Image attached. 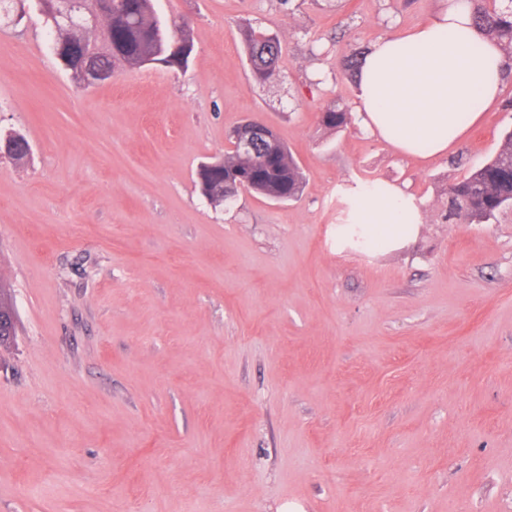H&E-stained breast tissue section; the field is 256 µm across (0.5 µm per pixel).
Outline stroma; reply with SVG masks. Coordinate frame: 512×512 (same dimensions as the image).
<instances>
[{
	"label": "stroma",
	"instance_id": "obj_1",
	"mask_svg": "<svg viewBox=\"0 0 512 512\" xmlns=\"http://www.w3.org/2000/svg\"><path fill=\"white\" fill-rule=\"evenodd\" d=\"M442 0H154L186 70L84 89L36 8L0 21V512H512V207L448 189L512 130V77L447 156L358 121L351 53ZM279 37L250 75L241 31ZM256 118L303 167L297 199L212 204L197 169ZM420 211L406 239L346 230L369 187Z\"/></svg>",
	"mask_w": 512,
	"mask_h": 512
}]
</instances>
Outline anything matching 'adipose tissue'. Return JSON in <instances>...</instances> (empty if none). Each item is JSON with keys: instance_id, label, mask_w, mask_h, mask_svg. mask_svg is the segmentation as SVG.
I'll return each instance as SVG.
<instances>
[{"instance_id": "ef3b65f1", "label": "adipose tissue", "mask_w": 512, "mask_h": 512, "mask_svg": "<svg viewBox=\"0 0 512 512\" xmlns=\"http://www.w3.org/2000/svg\"><path fill=\"white\" fill-rule=\"evenodd\" d=\"M511 69L500 44L475 26L468 0H448L442 12L373 44L358 76L356 114L399 153L444 156L498 105ZM354 221L395 241L420 215L388 185L357 199Z\"/></svg>"}]
</instances>
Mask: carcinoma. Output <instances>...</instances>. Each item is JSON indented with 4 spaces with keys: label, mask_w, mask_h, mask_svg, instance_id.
Returning a JSON list of instances; mask_svg holds the SVG:
<instances>
[{
    "label": "carcinoma",
    "mask_w": 512,
    "mask_h": 512,
    "mask_svg": "<svg viewBox=\"0 0 512 512\" xmlns=\"http://www.w3.org/2000/svg\"><path fill=\"white\" fill-rule=\"evenodd\" d=\"M45 17L54 35V44L77 46L79 50L60 57L71 76L90 65L99 70L142 68L159 64L173 69L187 66L192 43L185 26L173 28L156 15L152 0H119L112 6V16L101 18L104 38L88 37L95 30L91 18L97 14L93 0H32ZM474 24L485 35L512 48V0H470ZM246 56L252 79L264 84L277 75L281 52L279 39L261 28L247 26L242 30ZM173 42L184 51L170 55ZM321 122L328 128H341L351 122V115L340 109L325 111ZM243 126L233 130L230 153L224 159L199 167L198 178L204 195L213 203L233 200L241 190L275 201L295 199L302 191L305 175L288 146L279 142L277 153L269 160L256 152L238 147ZM452 215L469 224H480L504 207L512 205V132L504 135L501 150L485 165L474 170L448 191ZM0 289V345L8 343L15 333L14 314L4 301Z\"/></svg>",
    "instance_id": "obj_1"
}]
</instances>
